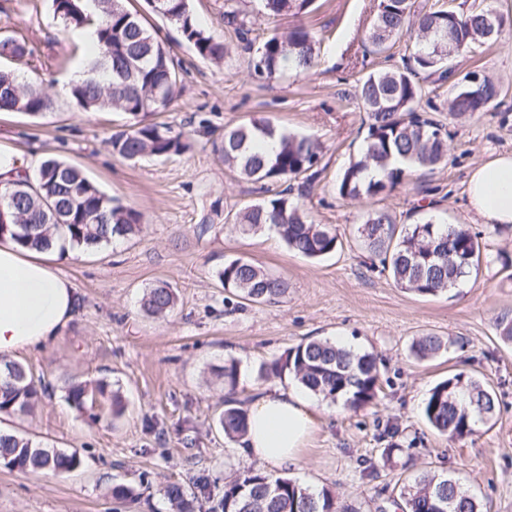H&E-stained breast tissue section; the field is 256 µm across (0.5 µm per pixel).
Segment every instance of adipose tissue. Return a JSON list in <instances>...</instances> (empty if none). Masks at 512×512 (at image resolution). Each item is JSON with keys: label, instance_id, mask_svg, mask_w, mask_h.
Returning <instances> with one entry per match:
<instances>
[{"label": "adipose tissue", "instance_id": "ef3b65f1", "mask_svg": "<svg viewBox=\"0 0 512 512\" xmlns=\"http://www.w3.org/2000/svg\"><path fill=\"white\" fill-rule=\"evenodd\" d=\"M467 189L469 209L483 224L512 231V154L473 169ZM68 250L59 239L42 252L0 239V360L53 342L71 321L79 299L56 264ZM245 410L248 431L240 448L273 470L298 465L307 440L324 421L323 406L295 385L254 389Z\"/></svg>", "mask_w": 512, "mask_h": 512}]
</instances>
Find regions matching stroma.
<instances>
[{"instance_id": "1", "label": "stroma", "mask_w": 512, "mask_h": 512, "mask_svg": "<svg viewBox=\"0 0 512 512\" xmlns=\"http://www.w3.org/2000/svg\"><path fill=\"white\" fill-rule=\"evenodd\" d=\"M506 25L499 40L474 45L456 57L452 80L423 79L420 109L448 130V162L413 173L410 184L358 201L337 193L340 173L356 158L367 115L357 85L368 73L402 65L417 40L408 33L388 55L366 54L363 41L379 0H313L300 14L270 19L253 0H190L204 29L223 40L221 63L203 59L147 0H130L147 26L158 31L179 64L181 92L160 122L191 138L192 149L170 159H120L109 140L123 129L118 112L82 111L70 96L55 97L39 118L0 113V149L19 152L31 167L56 158L80 168L106 195L136 210L140 232L95 249H74L60 259L80 300L62 336L44 348L18 353L19 362L50 386L26 414L1 415L0 430L43 447L77 452L71 473L29 474L0 465V512H171L164 486L206 478L211 499L224 481L250 467L237 442L217 424L227 391L219 375L225 360L241 365L235 397L247 402L261 386L258 366L289 348L327 339L381 360L377 405L359 411L327 407L326 420L309 442L301 467L288 476L313 491L328 488L356 512H402L405 479L426 470L452 472L485 512H512V343H503L498 317L512 315V234L485 228L470 212L466 180L471 170L512 152V0H491ZM246 13L252 35L264 38L304 25L318 38L310 73L255 72L251 54L225 11ZM28 38L29 63L15 64L23 81L45 90L81 72L90 50L81 33L65 29L50 0H0V33ZM474 72L502 88L487 112L466 120L450 114L453 81ZM268 118L322 146L319 173L293 180L291 196L315 223L336 230V253L310 260L286 247L275 230L246 236L231 214L272 197L282 183L253 182L225 168L214 142L224 128ZM401 224L430 211L441 221L481 233L490 265L462 287L421 297L397 287L371 264L355 230L372 210ZM243 257L281 277L287 294L276 303L226 298L217 272L226 259ZM165 284L176 295L162 318L145 315L147 288ZM447 339L446 352L420 361L413 340ZM483 381L500 408L476 435L451 439L423 419L430 389L454 374ZM107 378L127 408L120 418L91 421L66 399L70 381ZM400 452L384 458L390 443ZM133 497L118 501L112 488Z\"/></svg>"}]
</instances>
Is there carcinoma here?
I'll return each instance as SVG.
<instances>
[{
    "instance_id": "carcinoma-1",
    "label": "carcinoma",
    "mask_w": 512,
    "mask_h": 512,
    "mask_svg": "<svg viewBox=\"0 0 512 512\" xmlns=\"http://www.w3.org/2000/svg\"><path fill=\"white\" fill-rule=\"evenodd\" d=\"M126 0H52L54 12L68 28L90 30L95 36L97 56L84 69V78L70 85V97L85 112L123 113L128 129L112 135L113 154L126 161L144 157L167 159L191 147L171 128L149 121L166 112L177 94V69L170 52L150 28L131 11ZM265 14L278 16L295 9L302 11L312 0H261ZM160 15L177 26L196 53L210 61L224 59V42L201 29L189 0H162ZM410 0H382L366 32V51L381 55L411 26L417 28L418 42L401 67L373 72L359 85V98L367 114L366 133L359 158L344 168L337 182L344 199L373 198L392 191L418 168L432 169L448 158V134L439 137L443 125L418 111L423 98L419 75L453 73L448 52L458 56L472 45L499 36L504 18L490 5L459 13L441 3L415 15ZM495 15L494 26L487 24ZM251 49L244 20L235 10L224 13ZM316 36L297 25L285 35L269 34L256 49L259 64L254 70L269 77L286 67L297 73L309 71L315 61ZM32 55L27 40L15 35L0 36V58L22 62ZM500 96L494 83L464 80L456 86L451 101L452 115L465 119L484 112ZM54 108V100L40 86L24 84L11 70H0V112H23L42 116ZM278 138V152L266 158L253 151L264 138ZM224 166L256 181H288L304 175L321 161V147L312 138L295 134L269 119H252L224 130L218 147ZM378 173L370 176V166ZM15 223L6 234L27 250L50 247L58 235L72 245L86 249L130 238L141 230L142 215L114 202L82 172L63 161L41 162L35 179L25 177L10 188ZM234 224L244 235H255L273 227L289 249L311 259L336 251L340 242L331 228L316 224L308 212L288 195V190L251 204L235 214ZM361 247L379 261L400 288L421 296L446 292L466 278L479 274L490 263L483 251L481 234L463 224H439L420 219L399 224L382 210L367 213L356 228ZM224 292L254 304L272 303L288 292L287 282L268 274L262 267L241 257L224 262L218 272ZM176 297L166 285L149 288L141 309L149 316H165L174 309ZM447 343L434 335L422 336L410 347L418 360L431 358ZM290 375L314 395L349 410L358 411L377 404L379 358L336 346L328 340L309 339L291 348L285 358L263 363L260 379ZM229 397L218 416V425L230 439L247 432L245 410L233 398L241 380V366L235 359L220 370ZM67 399L79 411L95 420L107 412L118 418L124 413L119 391L105 379L93 383L72 382ZM45 394L42 381L16 361L0 363V414L29 410ZM497 396L480 380L453 375L435 385L423 408L427 424L451 439L477 432L497 413ZM22 471L52 467L66 474L80 464L75 453L45 448L30 439L0 432V463ZM206 490L201 479L192 490L173 482L164 495L173 512H195L199 496ZM400 495L405 512H483L482 505L462 489L451 473L426 471L403 485ZM213 509L220 512H356L341 505L325 488L313 492L286 475H274L248 467L224 482V494Z\"/></svg>"
}]
</instances>
